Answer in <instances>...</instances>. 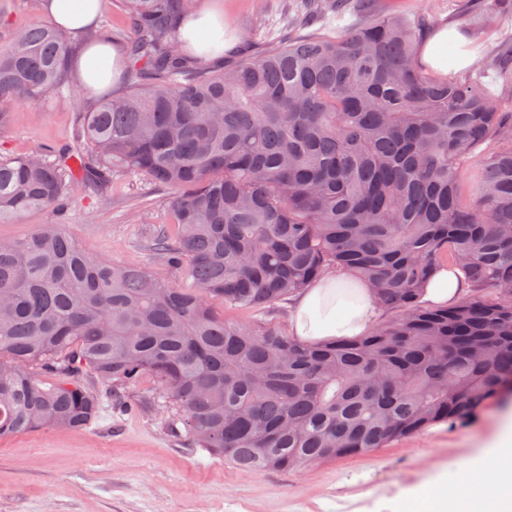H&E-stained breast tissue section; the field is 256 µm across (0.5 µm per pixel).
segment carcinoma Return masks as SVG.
Returning a JSON list of instances; mask_svg holds the SVG:
<instances>
[{
  "label": "carcinoma",
  "instance_id": "obj_1",
  "mask_svg": "<svg viewBox=\"0 0 512 512\" xmlns=\"http://www.w3.org/2000/svg\"><path fill=\"white\" fill-rule=\"evenodd\" d=\"M123 6L137 83L81 113L75 144L0 158V224L64 212L78 179L147 176L177 191L178 238L156 246L195 290L93 257L58 223L0 240V439L86 429L100 400L85 379L129 390L149 374L210 455L298 470L461 424L512 387V101L452 59L427 71L428 19L382 0H306L295 28L328 11L360 22L201 69L180 52L186 0ZM505 9L512 0H467L463 13ZM71 52L43 21L0 36V105L64 97ZM489 61L512 90V47ZM447 261L470 294L425 308ZM335 269L394 318L311 346L213 305L264 315Z\"/></svg>",
  "mask_w": 512,
  "mask_h": 512
}]
</instances>
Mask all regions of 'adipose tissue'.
I'll list each match as a JSON object with an SVG mask.
<instances>
[{
    "label": "adipose tissue",
    "mask_w": 512,
    "mask_h": 512,
    "mask_svg": "<svg viewBox=\"0 0 512 512\" xmlns=\"http://www.w3.org/2000/svg\"><path fill=\"white\" fill-rule=\"evenodd\" d=\"M100 0H41L42 11L67 34L77 35L92 27ZM181 34L189 39L188 51L202 63L223 53L224 19L213 9L187 16ZM123 66L120 45L104 39L84 44L75 58L74 75L80 87L102 90L118 84ZM466 292L461 272L445 265L433 274L422 299L444 307ZM379 314L377 300L359 278L333 273L313 282L292 300L289 311L291 330L309 344L366 335ZM491 465L482 467L483 484L471 485L466 496H459L458 481L439 474L431 483L429 512H512V423L490 446Z\"/></svg>",
    "instance_id": "adipose-tissue-1"
}]
</instances>
